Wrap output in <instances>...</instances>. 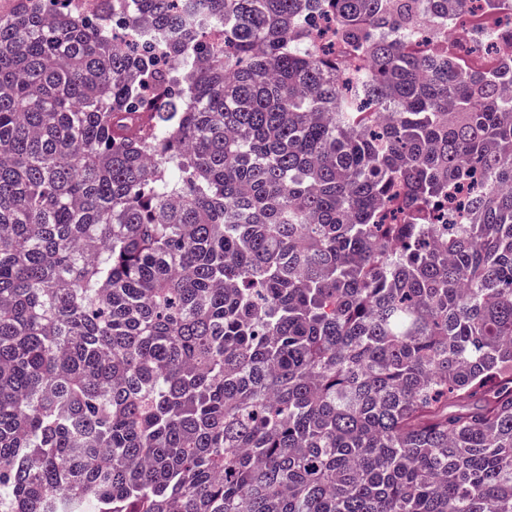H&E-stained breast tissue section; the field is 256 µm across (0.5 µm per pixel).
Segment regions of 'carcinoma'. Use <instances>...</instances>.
Returning <instances> with one entry per match:
<instances>
[{
	"instance_id": "cac0c4a2",
	"label": "carcinoma",
	"mask_w": 512,
	"mask_h": 512,
	"mask_svg": "<svg viewBox=\"0 0 512 512\" xmlns=\"http://www.w3.org/2000/svg\"><path fill=\"white\" fill-rule=\"evenodd\" d=\"M85 4L0 14V512H512V54Z\"/></svg>"
}]
</instances>
